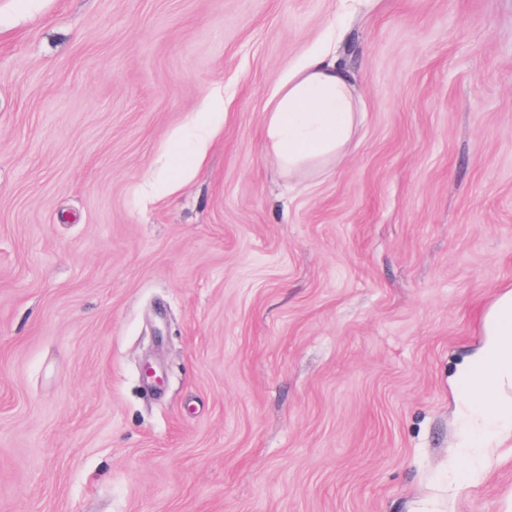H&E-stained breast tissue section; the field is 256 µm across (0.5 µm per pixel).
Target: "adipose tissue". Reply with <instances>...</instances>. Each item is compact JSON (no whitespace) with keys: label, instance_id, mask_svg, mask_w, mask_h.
<instances>
[{"label":"adipose tissue","instance_id":"adipose-tissue-1","mask_svg":"<svg viewBox=\"0 0 512 512\" xmlns=\"http://www.w3.org/2000/svg\"><path fill=\"white\" fill-rule=\"evenodd\" d=\"M356 86L340 59L326 51L310 54L280 79L263 139L267 154L288 173L339 160L358 124ZM484 342L461 364L455 383L467 396L471 430L466 447L479 448L512 431V285L501 288L484 321Z\"/></svg>","mask_w":512,"mask_h":512}]
</instances>
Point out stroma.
Here are the masks:
<instances>
[{
  "label": "stroma",
  "instance_id": "1",
  "mask_svg": "<svg viewBox=\"0 0 512 512\" xmlns=\"http://www.w3.org/2000/svg\"><path fill=\"white\" fill-rule=\"evenodd\" d=\"M321 49L359 123L291 175ZM511 284L512 0H0V512H512L454 388ZM359 112L354 78L336 53L310 54L278 81L263 127L265 150L288 174L337 162ZM224 98L220 96L212 97L207 104L204 112H199L197 117V124L205 129L209 135V139L218 134L219 128L217 127L219 120L224 116Z\"/></svg>",
  "mask_w": 512,
  "mask_h": 512
}]
</instances>
